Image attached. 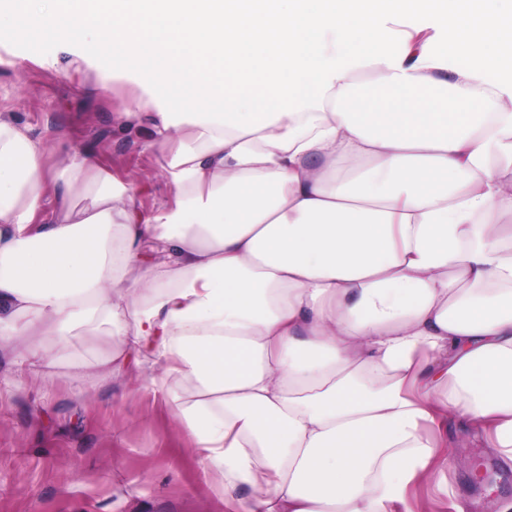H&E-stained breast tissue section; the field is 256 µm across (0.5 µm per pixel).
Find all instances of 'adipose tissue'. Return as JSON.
Wrapping results in <instances>:
<instances>
[{"label":"adipose tissue","instance_id":"adipose-tissue-1","mask_svg":"<svg viewBox=\"0 0 512 512\" xmlns=\"http://www.w3.org/2000/svg\"><path fill=\"white\" fill-rule=\"evenodd\" d=\"M238 2L19 18L154 73L172 193L0 114V348L105 332L225 512H399L459 418L512 460V0Z\"/></svg>","mask_w":512,"mask_h":512}]
</instances>
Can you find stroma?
<instances>
[{"mask_svg": "<svg viewBox=\"0 0 512 512\" xmlns=\"http://www.w3.org/2000/svg\"><path fill=\"white\" fill-rule=\"evenodd\" d=\"M143 75L77 37H46L0 25V113L35 137L64 136L104 169L142 189L145 205L169 186L155 155L115 135L123 102L145 94ZM109 346L76 341L55 364L0 400V512H224L216 482L172 416L139 389L98 383L91 369ZM486 449H462L418 492L427 512H499L512 481L493 494L472 480L494 464Z\"/></svg>", "mask_w": 512, "mask_h": 512, "instance_id": "35a3bbf8", "label": "stroma"}]
</instances>
